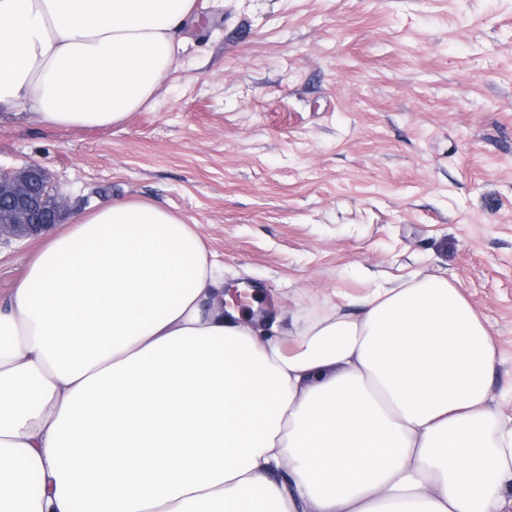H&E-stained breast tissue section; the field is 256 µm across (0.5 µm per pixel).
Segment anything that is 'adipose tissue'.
<instances>
[{
	"label": "adipose tissue",
	"instance_id": "obj_1",
	"mask_svg": "<svg viewBox=\"0 0 512 512\" xmlns=\"http://www.w3.org/2000/svg\"><path fill=\"white\" fill-rule=\"evenodd\" d=\"M195 16L0 0V110L122 123L154 105ZM287 334L225 306L160 204L75 213L0 298V512H512L495 346L447 280L376 286Z\"/></svg>",
	"mask_w": 512,
	"mask_h": 512
}]
</instances>
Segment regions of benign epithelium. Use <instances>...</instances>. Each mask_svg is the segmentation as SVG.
Returning a JSON list of instances; mask_svg holds the SVG:
<instances>
[{"label": "benign epithelium", "instance_id": "1", "mask_svg": "<svg viewBox=\"0 0 512 512\" xmlns=\"http://www.w3.org/2000/svg\"><path fill=\"white\" fill-rule=\"evenodd\" d=\"M66 198L38 163L0 167V244L23 242L61 223Z\"/></svg>", "mask_w": 512, "mask_h": 512}]
</instances>
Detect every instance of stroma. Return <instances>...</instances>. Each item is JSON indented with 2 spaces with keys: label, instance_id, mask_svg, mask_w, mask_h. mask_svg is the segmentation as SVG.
<instances>
[{
  "label": "stroma",
  "instance_id": "1",
  "mask_svg": "<svg viewBox=\"0 0 512 512\" xmlns=\"http://www.w3.org/2000/svg\"><path fill=\"white\" fill-rule=\"evenodd\" d=\"M154 107L111 128L0 118V167L72 199H152L225 290L309 316L445 278L512 416V0H197ZM40 239L0 247V296Z\"/></svg>",
  "mask_w": 512,
  "mask_h": 512
}]
</instances>
